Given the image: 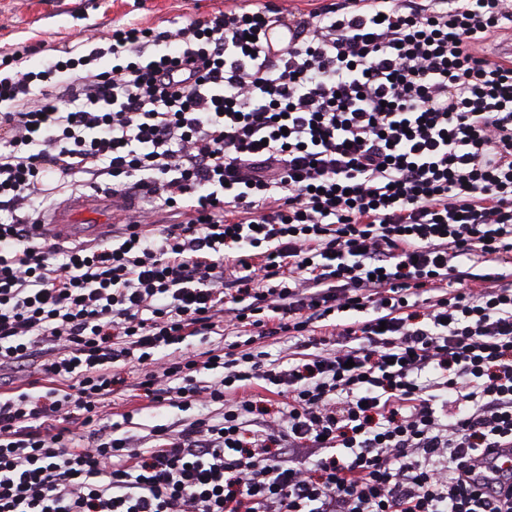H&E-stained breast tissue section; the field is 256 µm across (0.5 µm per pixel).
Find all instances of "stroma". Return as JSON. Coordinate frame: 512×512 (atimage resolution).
I'll list each match as a JSON object with an SVG mask.
<instances>
[{"instance_id":"obj_1","label":"stroma","mask_w":512,"mask_h":512,"mask_svg":"<svg viewBox=\"0 0 512 512\" xmlns=\"http://www.w3.org/2000/svg\"><path fill=\"white\" fill-rule=\"evenodd\" d=\"M242 0H0V50L28 47L27 64L38 67L52 49L76 44L89 32H104L112 25L134 22L160 29L192 18L239 7ZM116 412H132V434L148 436L152 427L180 424L195 417V410L175 407L141 408L129 390L114 395Z\"/></svg>"}]
</instances>
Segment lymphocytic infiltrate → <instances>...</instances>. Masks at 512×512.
<instances>
[{"label":"lymphocytic infiltrate","mask_w":512,"mask_h":512,"mask_svg":"<svg viewBox=\"0 0 512 512\" xmlns=\"http://www.w3.org/2000/svg\"><path fill=\"white\" fill-rule=\"evenodd\" d=\"M504 33L512 0L257 2L36 71L0 53V512H512V467L478 460L512 448ZM100 186L142 200L111 238L36 236ZM277 336L303 358L257 350ZM118 363L221 421L142 446ZM261 1L271 6L280 5L294 12L308 13L317 8H333L339 6L344 0H252ZM333 4V5H331Z\"/></svg>","instance_id":"lymphocytic-infiltrate-1"}]
</instances>
